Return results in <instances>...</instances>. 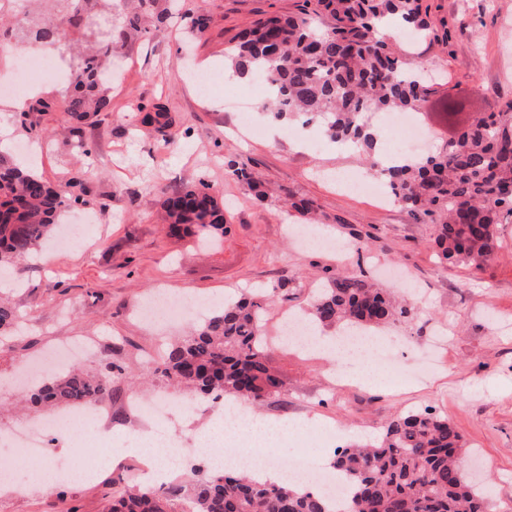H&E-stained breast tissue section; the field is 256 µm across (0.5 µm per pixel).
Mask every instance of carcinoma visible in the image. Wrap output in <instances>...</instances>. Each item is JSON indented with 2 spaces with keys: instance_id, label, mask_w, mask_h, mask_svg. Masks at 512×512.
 I'll return each instance as SVG.
<instances>
[{
  "instance_id": "1",
  "label": "carcinoma",
  "mask_w": 512,
  "mask_h": 512,
  "mask_svg": "<svg viewBox=\"0 0 512 512\" xmlns=\"http://www.w3.org/2000/svg\"><path fill=\"white\" fill-rule=\"evenodd\" d=\"M297 16L255 20L239 41L224 48V68L244 79L262 75L264 108L276 121L309 114L331 142H350L372 152L373 112L420 111L436 92L419 66L399 53L397 35L379 28L391 21L426 37L434 22L423 0H305ZM96 0H67L68 24L81 30ZM187 34L200 38L207 19L186 10ZM151 32L148 15L136 13L109 25L105 36L78 57L64 95L73 122L112 111V57L134 33ZM142 122L172 127L167 107L138 102ZM397 203L437 225L441 261L480 268L500 247L498 225L512 221V104L482 112L456 137L427 156H408L383 170ZM72 184L53 185L0 150V275L18 268L55 232L79 198ZM162 207L171 232L224 238V204L209 187L174 190ZM268 298L261 294L226 302L190 335L169 346L157 372L170 385L208 398L260 401L283 390L267 365L261 327ZM410 310L362 274L339 271L311 304V321L372 330L407 318ZM88 374L78 369L29 389L33 405L81 407L112 396L114 365ZM462 435L448 419L409 410L392 419L380 441L337 450L333 468L349 484L350 512H487L491 484L475 486L462 461ZM333 512L322 492L288 483L258 482L202 465L181 482L152 492L124 491L110 512Z\"/></svg>"
}]
</instances>
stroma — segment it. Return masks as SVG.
<instances>
[{"instance_id":"1","label":"stroma","mask_w":512,"mask_h":512,"mask_svg":"<svg viewBox=\"0 0 512 512\" xmlns=\"http://www.w3.org/2000/svg\"><path fill=\"white\" fill-rule=\"evenodd\" d=\"M439 34L409 46L415 58L440 77L418 122L429 134L428 151L440 149L459 126L478 112H496L512 102V0H423ZM209 20L204 37L190 41L171 0H156L164 13L159 28L135 35L118 50L112 67V109L82 126L67 119L57 88L46 99L47 112L19 110L0 97V130L10 147L47 142L35 167L52 183L77 178L75 195L86 200L94 234L86 248L57 251L52 264L28 261L19 287H6L21 317V329L0 336V428L44 418L25 408L7 382L24 361L40 358L60 339L98 337L102 350L81 360L89 372L105 364L122 369L112 383V429L126 433L138 422L127 405L131 394L151 397L167 391L155 375V358L194 325L186 318L171 327L150 328L134 310L159 287H174L215 302L248 292L272 294L263 318L271 343L269 365L285 382L282 393L254 411L264 419L330 424L344 440L378 437L386 423L410 409L446 417L465 440L474 479L490 478L489 512H512V223L498 227L501 248L481 268L442 264L434 246L435 226L400 206L341 189L334 176L364 171V152L323 141L318 123L297 117L287 122L252 114L241 124L224 103L228 93L259 103L266 97L255 80L224 72V49L254 20L301 11L303 0H185ZM211 62L212 88L201 93L195 77ZM465 89L466 109L447 116L441 104L448 91ZM162 102L176 120L178 151L163 160L155 149L165 140L142 124L131 100ZM97 152L94 168L77 159L78 141ZM261 182L268 199L257 203L251 191L224 168L225 157ZM207 182L223 199L225 233L221 246L204 249L192 237L169 235L161 191ZM312 199L324 216L318 236L344 245V256L297 246L287 228L299 224L283 204L286 194ZM364 272L380 288L399 291L394 270L417 286V312L409 320L377 331L411 356L426 345L435 328L447 337L446 363L423 380H403L379 372L377 382L356 383L368 361L362 356L331 358L322 350L302 353L279 344L283 308L307 310L313 287L323 286L327 269ZM345 380H336L337 368ZM109 466L82 484L45 482L29 475L26 495L0 499V512H105L125 468Z\"/></svg>"}]
</instances>
